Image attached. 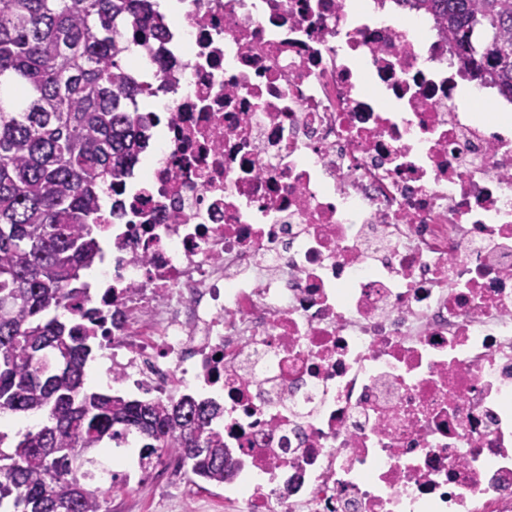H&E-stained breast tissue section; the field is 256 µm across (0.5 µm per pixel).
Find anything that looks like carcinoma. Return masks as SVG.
Instances as JSON below:
<instances>
[{
  "mask_svg": "<svg viewBox=\"0 0 512 512\" xmlns=\"http://www.w3.org/2000/svg\"><path fill=\"white\" fill-rule=\"evenodd\" d=\"M446 24L459 63L512 97V0H410ZM154 0H0V416L44 422L1 449L0 508L112 512L125 485L101 454L129 436L147 471L175 454L191 483L224 484L219 407L188 395L89 391L97 339L82 273L98 259L103 196L150 145L149 88L124 71L133 39H163Z\"/></svg>",
  "mask_w": 512,
  "mask_h": 512,
  "instance_id": "carcinoma-1",
  "label": "carcinoma"
}]
</instances>
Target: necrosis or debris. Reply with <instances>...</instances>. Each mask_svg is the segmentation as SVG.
<instances>
[{
  "mask_svg": "<svg viewBox=\"0 0 512 512\" xmlns=\"http://www.w3.org/2000/svg\"><path fill=\"white\" fill-rule=\"evenodd\" d=\"M86 286L219 404L224 512H512V99L403 0H174Z\"/></svg>",
  "mask_w": 512,
  "mask_h": 512,
  "instance_id": "obj_1",
  "label": "necrosis or debris"
}]
</instances>
